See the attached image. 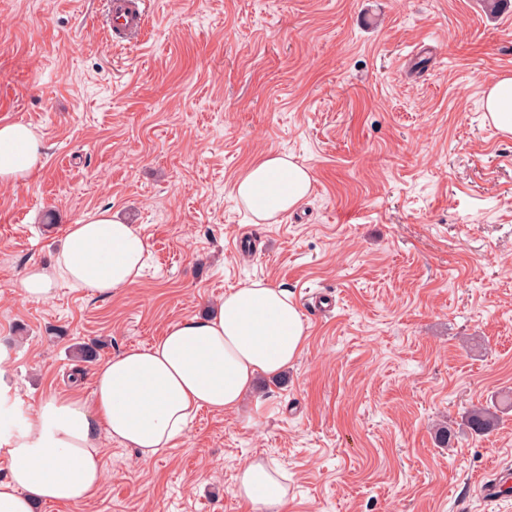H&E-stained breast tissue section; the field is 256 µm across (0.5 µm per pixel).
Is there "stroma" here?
<instances>
[{
  "instance_id": "1",
  "label": "stroma",
  "mask_w": 512,
  "mask_h": 512,
  "mask_svg": "<svg viewBox=\"0 0 512 512\" xmlns=\"http://www.w3.org/2000/svg\"><path fill=\"white\" fill-rule=\"evenodd\" d=\"M147 7L142 41L119 45L105 0H0V122L45 145L41 169L0 186V425L77 385L91 397L97 362L253 281L302 305L307 345L149 464L100 437L97 495L34 512H253L234 495L252 457L286 472L288 512H512L478 492L512 464V137L484 109L512 71V0ZM273 151L313 188L260 222L231 188ZM102 208L146 237L139 281L26 297L27 268ZM310 292L327 311L304 308ZM475 407L496 408L490 434L467 429Z\"/></svg>"
}]
</instances>
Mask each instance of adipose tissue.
<instances>
[{
    "label": "adipose tissue",
    "mask_w": 512,
    "mask_h": 512,
    "mask_svg": "<svg viewBox=\"0 0 512 512\" xmlns=\"http://www.w3.org/2000/svg\"><path fill=\"white\" fill-rule=\"evenodd\" d=\"M485 110L496 129L512 136V73L493 80ZM43 165L40 135L20 122L0 123V184L29 178ZM313 188L309 169L268 154L234 184L236 197L262 222L295 209ZM149 251L147 239L108 209L70 225L52 264L26 270V296L50 299L58 286L108 296L134 285ZM300 310L286 289L253 282L231 289L204 317L172 324L145 348L99 362L91 398L50 396L36 405L20 432L0 428V512H33L36 502L71 504L95 495L103 480L98 438L107 435L145 464L182 436L201 409L236 411L258 376L275 378L306 343ZM234 494L257 512H287L288 488L279 468L248 459Z\"/></svg>",
    "instance_id": "1"
}]
</instances>
